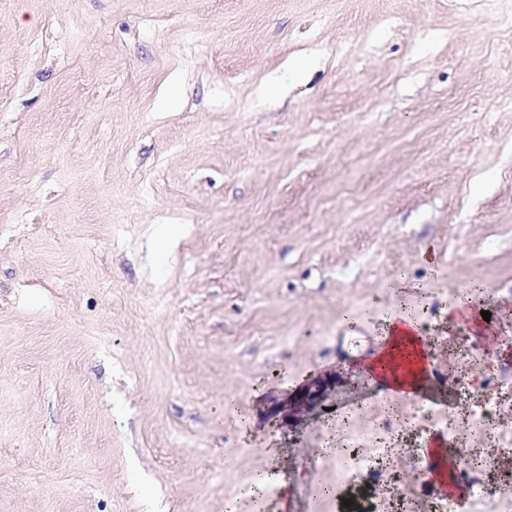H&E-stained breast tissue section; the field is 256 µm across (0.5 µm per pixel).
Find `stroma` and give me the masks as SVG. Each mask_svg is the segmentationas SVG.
Here are the masks:
<instances>
[{"label":"stroma","mask_w":512,"mask_h":512,"mask_svg":"<svg viewBox=\"0 0 512 512\" xmlns=\"http://www.w3.org/2000/svg\"><path fill=\"white\" fill-rule=\"evenodd\" d=\"M476 285L504 340L437 382L505 394L512 0H0V512H434L412 459L321 449L483 452L458 398L406 427L358 368L400 301L457 343ZM261 448L287 495L249 494ZM326 385L327 383L325 381L322 383L319 382L316 384L314 390L307 389L301 393L294 402L290 403V413L288 416L298 419L299 414L312 410L316 406L317 400Z\"/></svg>","instance_id":"obj_1"}]
</instances>
